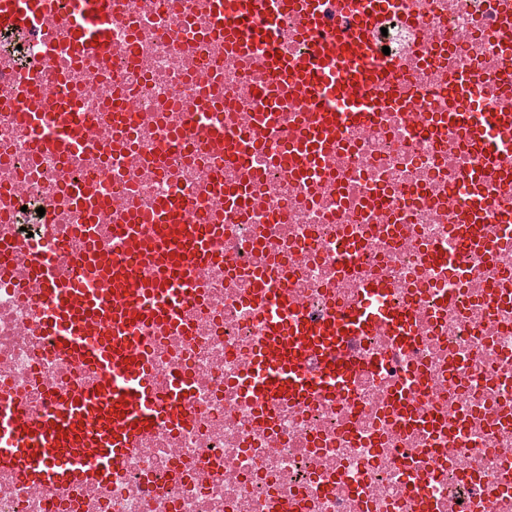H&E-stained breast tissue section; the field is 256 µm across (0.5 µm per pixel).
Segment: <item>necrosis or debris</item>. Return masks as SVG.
I'll list each match as a JSON object with an SVG mask.
<instances>
[{
	"label": "necrosis or debris",
	"mask_w": 512,
	"mask_h": 512,
	"mask_svg": "<svg viewBox=\"0 0 512 512\" xmlns=\"http://www.w3.org/2000/svg\"><path fill=\"white\" fill-rule=\"evenodd\" d=\"M69 0L44 25H0V238L29 231L32 256L51 260L59 281L76 262L79 213L63 187L91 180L110 200L103 233L127 208L150 212L181 192L189 215L209 220L218 178L252 184L242 206L224 215L204 297L188 307L187 333L161 337L152 380L165 393L178 370L193 384L187 420L160 426L123 465L120 481L62 492L23 484L0 466V512H512V246L497 242L512 216V184L490 181L484 218L489 251L462 254L456 224L463 179L481 150L455 127L434 129L438 113L459 106L457 79L493 112H512L511 62L500 51L503 0H397L374 31L389 47L400 92L369 127L344 131L327 168L300 183L275 157L284 133L264 136L248 167L222 170L207 132L189 112L200 89L224 92V126L245 122L246 91L257 65L178 38L190 0H122L102 47L79 63L49 47ZM194 14L205 29L202 13ZM134 62L112 69L114 51ZM76 73L78 108L87 118L88 152L61 161L36 147L23 111H48L59 78ZM42 91L23 97L26 81ZM132 123L112 132V100ZM164 151L160 173L145 159ZM357 246L341 255L338 244ZM460 254L458 278L432 252ZM282 279L313 319L330 303H353L364 279L382 276L384 305L413 301L414 342L386 329L350 340L358 362L350 392L333 402L277 406L265 414L239 389L265 328L254 297L258 275ZM44 308L0 276V397L34 414L77 390L82 368L55 359L35 330ZM403 389L405 405L388 411Z\"/></svg>",
	"instance_id": "obj_1"
}]
</instances>
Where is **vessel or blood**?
Instances as JSON below:
<instances>
[{
	"mask_svg": "<svg viewBox=\"0 0 512 512\" xmlns=\"http://www.w3.org/2000/svg\"><path fill=\"white\" fill-rule=\"evenodd\" d=\"M54 0H7L0 21L15 23L49 13ZM394 0H205L209 29L224 37L234 58L256 60L264 79L255 89L254 110L247 127L224 130L215 122L211 103L195 110L199 123L209 125L225 167L243 166L258 149L254 137L260 129H274L289 101L305 105L293 113L295 134L288 138L278 163L306 175L322 167L333 155L338 135L353 124H371L375 87H391L394 69L377 62L371 34ZM99 11H90L86 0H72L64 21L63 39L76 56L92 52L107 20L110 0H100ZM347 17L336 27L331 11ZM295 16V40L309 52L298 56L270 47L256 55L255 33L250 22L262 24L269 37H277L282 18ZM76 79L67 76L56 87L52 106L56 120L52 141L64 157L78 155L90 142L75 95ZM480 102L450 118L469 140L484 146L486 165L498 156L493 142L512 132V113L496 112L490 120L475 117ZM480 173H471L465 186L468 204L462 215L469 227L466 245L485 250L487 240L475 222L484 207ZM68 191L84 220L78 231L86 243L77 273L68 286H59L52 266L28 259L23 239L0 241V273L9 274L26 261L30 283L36 284L47 314L39 335L53 342L59 359L80 360L98 375L97 384L73 396L53 400L43 414L29 413L21 404L0 401V465L12 468L25 484L50 485L67 490L81 482L116 480L125 457L157 427L177 424L190 383L178 373L166 394L150 381L151 341L146 329L168 335L185 332L180 313L184 300L198 298L204 286L200 276L214 259L212 242L223 225L188 219L187 202L174 193L148 214L127 210L113 227L118 252H108L99 241L98 215L108 205L103 196H90L85 185ZM101 283L85 286V273ZM385 283L374 278L363 282L357 302L350 307L331 305L320 320L302 314L287 289L257 281L263 300L266 334L254 349L253 359L240 382L243 393L270 403L292 405L316 396L335 400L349 392L355 364L344 358L347 337L364 335L379 327L409 331L412 308L380 307ZM320 369L309 376L303 369L308 356Z\"/></svg>",
	"mask_w": 512,
	"mask_h": 512,
	"instance_id": "vessel-or-blood-1",
	"label": "vessel or blood"
}]
</instances>
